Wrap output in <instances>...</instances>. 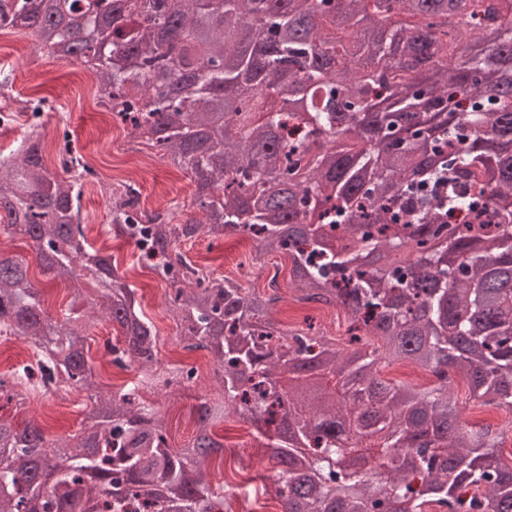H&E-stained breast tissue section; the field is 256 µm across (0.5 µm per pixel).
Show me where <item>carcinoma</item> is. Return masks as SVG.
<instances>
[{
	"instance_id": "cac0c4a2",
	"label": "carcinoma",
	"mask_w": 512,
	"mask_h": 512,
	"mask_svg": "<svg viewBox=\"0 0 512 512\" xmlns=\"http://www.w3.org/2000/svg\"><path fill=\"white\" fill-rule=\"evenodd\" d=\"M27 2L0 0V29L93 58L100 102L195 176L200 216L139 212L128 186L112 227L170 283L180 341L208 350L220 390L197 405L194 437L171 446L140 393L188 387L194 371L160 367L136 288L85 252L93 170L68 143L64 175L47 169L33 123L27 145L0 158V229L29 240L72 301L89 276L102 291L82 314L51 318L24 261L0 253V336L39 348L35 369L0 376V399L59 377L91 402L77 437L0 414V512H230L208 481L212 430L230 408L262 438L283 512H512L504 430L468 425L448 388L451 370L473 399L512 411V0ZM63 13L87 22L83 46L54 20ZM269 62L289 70L272 85ZM223 112L234 133L201 140ZM227 229L288 255L298 301L342 308L347 347L310 324L281 328L277 294L212 278L176 251ZM95 317L122 327L107 354L136 365L137 386L98 391L83 323ZM395 362L436 382L394 385L379 366ZM293 414L299 446L283 440ZM352 428L385 440L378 483L355 467L358 442L338 444Z\"/></svg>"
}]
</instances>
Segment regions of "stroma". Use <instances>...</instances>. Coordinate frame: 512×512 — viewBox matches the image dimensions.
<instances>
[{"mask_svg": "<svg viewBox=\"0 0 512 512\" xmlns=\"http://www.w3.org/2000/svg\"><path fill=\"white\" fill-rule=\"evenodd\" d=\"M30 42L29 36L15 30L0 33V72L9 77L7 89L0 94V110L11 115L10 122L0 126V152H9L30 132L28 117L18 108L19 101L42 100L41 132L46 141L47 165L58 166L60 147L68 139L94 170L93 176L86 179L81 198L88 245L113 254L120 268L129 269L137 299L157 330L163 367L186 366L187 361L175 344L179 329L169 311L170 286L151 270L139 266L133 245L115 236L110 194L132 186L146 211L166 212L179 223L190 213L196 193L191 174L172 167L155 148L136 138L130 128L118 123L111 112L98 104L89 79L90 66L79 68L48 54H27ZM178 249L188 263L210 272L212 277L229 275L246 288L261 287L263 271L271 266L277 268L281 300L276 307V320L289 328L302 326L308 319L324 335L339 343L344 341L348 323L341 308L296 301L291 288V262L286 255L257 253L246 236H204L181 242ZM0 251L28 264L32 281L52 317L69 313V298L44 273L25 240L1 233ZM87 404L86 393L77 391L62 403L30 396L24 403L7 405L6 410L15 422H37L53 438L78 433ZM214 437L226 449L214 465L224 472L228 485L237 487L248 512H279V504L264 492L268 461L251 424L229 416L215 428Z\"/></svg>", "mask_w": 512, "mask_h": 512, "instance_id": "obj_1", "label": "stroma"}]
</instances>
